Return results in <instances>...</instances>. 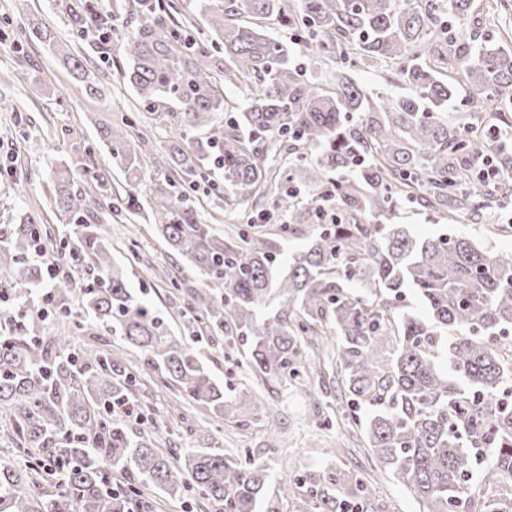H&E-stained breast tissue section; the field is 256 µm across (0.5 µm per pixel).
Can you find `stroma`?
<instances>
[{"label":"stroma","instance_id":"stroma-1","mask_svg":"<svg viewBox=\"0 0 512 512\" xmlns=\"http://www.w3.org/2000/svg\"><path fill=\"white\" fill-rule=\"evenodd\" d=\"M98 15L112 32L108 42H101L96 32L77 35L57 0H0V97L8 108L0 112V225L32 223L38 228L47 255H57L65 236V219L52 201V179L60 162H73L78 150H89L94 166L110 173L116 189H123L124 177L113 169L112 157L100 138V128L112 119L132 111L134 92L124 82L123 70L129 62L124 52L125 35L138 21L125 8L126 0H92ZM39 14L55 28L58 38L72 45L87 60L101 69L97 74V93L87 94L65 70L55 51L34 39L28 29L31 15ZM141 119L152 126L156 137L145 156L151 175L164 180L168 174V140L177 125L166 113H142ZM41 140L36 153L26 152L28 141ZM88 175H77L73 192L76 209L87 224H98L111 238L113 255L126 266L130 288L149 302L157 312L173 319L176 335L187 337L191 329L177 318L180 302L169 286L154 280L146 265L161 260L183 287H198L200 279L176 254H165L146 221H139V235H130L124 215L94 206L86 193ZM199 212L203 223L217 232L234 234L237 210L233 196L224 192L219 177L199 192ZM381 224H404L417 236H433L448 229L485 237L483 222L467 215L455 220L417 204L402 203L395 211L378 216ZM493 222L499 233L485 237L493 249H512V199L497 209ZM137 240L142 262L128 261L130 240ZM143 388L152 395L143 416L131 420V432L168 431V445L173 451L216 444L232 454L250 453L266 467L271 480H278L287 468L296 473L323 472L336 467L358 471H375L379 480L375 487L374 505L378 512H423V506L403 484L378 466L362 441L346 429L345 405L335 384L329 383L318 393L299 387L274 388L254 382V407L248 408L250 427H239L230 420L208 421L207 409L191 405L183 407L185 419L195 425L194 433L181 430L169 412L173 399L168 390L154 389L151 380ZM276 421L281 441L277 448H266L262 424Z\"/></svg>","mask_w":512,"mask_h":512}]
</instances>
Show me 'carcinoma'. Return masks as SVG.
Returning a JSON list of instances; mask_svg holds the SVG:
<instances>
[{"label": "carcinoma", "instance_id": "obj_1", "mask_svg": "<svg viewBox=\"0 0 512 512\" xmlns=\"http://www.w3.org/2000/svg\"><path fill=\"white\" fill-rule=\"evenodd\" d=\"M59 0L83 34L98 16ZM474 0H208L213 36L199 42L163 18L155 0H130L139 19L126 36V78L145 108L175 103L180 132L168 144L169 174L141 202L149 132L134 117L101 127L127 189L113 208L146 218L165 251L200 275L181 315L199 336L223 333L242 347L246 373L231 386L203 365L195 342L172 334L127 286L112 245L92 224L68 227L60 253L96 272L80 289L58 281L54 307L71 321L42 333L32 290L46 269L27 262L39 238L32 224L0 233V286L27 293L0 306V420L22 461L0 463V512H135L154 488L192 491L215 512H283L293 471L272 497L269 474L248 454L218 448L174 453L158 436H135L114 416L150 371L187 402L217 418L253 403L248 377L268 385L332 379L379 467L405 485L425 512H512V251L462 234L421 238L402 224H373L401 202L476 219L512 190V155L451 121L459 90L470 108L512 124V50L495 47L473 21ZM275 19L300 32L308 59L334 49L355 65L391 64L406 92L375 101L344 71L330 86L293 61L267 34ZM224 51L223 74L214 52ZM242 84L247 96H227ZM216 171L243 199L272 195L287 218L269 231L244 211L240 230L220 237L201 222L190 190ZM74 171L57 169L56 208L69 214ZM110 200L109 176L92 175ZM311 232L287 256L284 242ZM411 288L422 320L400 311ZM111 343L71 352L75 333ZM139 353L124 361L119 347ZM303 484L336 489L334 508H372V479L353 469L308 473Z\"/></svg>", "mask_w": 512, "mask_h": 512}]
</instances>
